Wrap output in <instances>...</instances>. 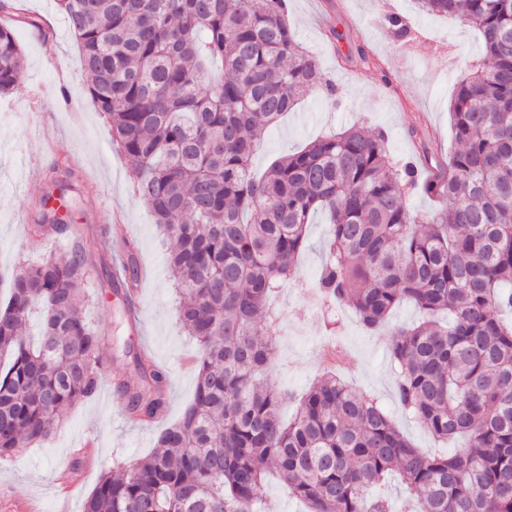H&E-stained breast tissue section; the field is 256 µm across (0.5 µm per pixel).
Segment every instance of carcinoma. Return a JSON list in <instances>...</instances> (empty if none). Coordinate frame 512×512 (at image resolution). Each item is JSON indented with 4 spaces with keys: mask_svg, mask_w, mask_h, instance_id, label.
Instances as JSON below:
<instances>
[{
    "mask_svg": "<svg viewBox=\"0 0 512 512\" xmlns=\"http://www.w3.org/2000/svg\"><path fill=\"white\" fill-rule=\"evenodd\" d=\"M483 36L450 114L459 149L425 183L440 206L410 215L419 187L385 135L355 126L320 136L251 175L257 134L315 88L333 90L287 20V0H56L80 47L91 104L133 161L136 194L173 242L178 317L198 344L194 397L142 459L102 474L82 512H258L266 475L310 512H396L369 490L397 474L421 512H512V0H418ZM24 57L0 24V96ZM42 199L35 238L69 229ZM323 212L326 307L379 330L412 302L424 320L389 331L394 398L450 454L415 447L378 399L332 369L280 415L272 354L281 317L267 300L297 275L306 228ZM108 280L115 294L138 282ZM82 243L20 265L0 308V457L51 434L97 392L101 336L86 320ZM37 311L36 341L22 335ZM118 384L140 420L168 409L167 372L133 356Z\"/></svg>",
    "mask_w": 512,
    "mask_h": 512,
    "instance_id": "obj_1",
    "label": "carcinoma"
}]
</instances>
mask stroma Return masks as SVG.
Returning <instances> with one entry per match:
<instances>
[{
	"label": "stroma",
	"mask_w": 512,
	"mask_h": 512,
	"mask_svg": "<svg viewBox=\"0 0 512 512\" xmlns=\"http://www.w3.org/2000/svg\"><path fill=\"white\" fill-rule=\"evenodd\" d=\"M13 6L15 14L38 16L40 25L16 27L25 59L21 84L0 98V299L7 298L18 263L58 259L72 247L68 236L31 247L27 231L49 189L48 169L65 161L79 184L62 201L72 204V224L90 246L84 307L102 337L106 365L96 394L74 406L49 439L0 457V499L28 502L36 512H82L101 472L150 453L160 430L177 421L191 402L195 375L186 360L196 344L177 321L168 243L149 207L131 190L130 160L113 146L103 116L85 94L79 48L63 15L54 0H13ZM392 13L406 18L408 37L381 26V18ZM288 17L298 43L315 57L336 92L309 91L282 121L263 131L255 173L327 132L355 125L383 132L391 159L415 162L426 151L447 162L455 149L449 103L463 69L483 55L476 28L458 17L426 13L414 0H288ZM361 51L374 56L378 68L355 67L351 59ZM46 139L54 140V153L28 166L27 154L37 152ZM116 215L146 273L140 283L144 316L136 329L117 326L119 298L102 286L115 257L105 228ZM327 235L323 216H315L296 279L272 299L282 318L274 363L275 382L287 395L283 413H293L297 398L322 370V351L333 345L349 356L340 377L378 398L416 447L432 448L430 436L394 400L396 367L386 334L365 330L346 306L333 312L336 332H328L318 317L321 305L313 289ZM140 349L169 375V410L162 421L130 418L115 388L117 378L133 369L131 351Z\"/></svg>",
	"instance_id": "stroma-1"
}]
</instances>
